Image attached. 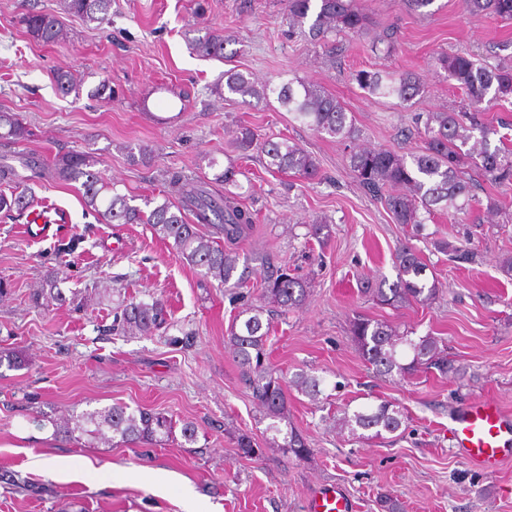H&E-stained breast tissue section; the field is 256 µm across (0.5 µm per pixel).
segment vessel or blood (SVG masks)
Instances as JSON below:
<instances>
[{
	"mask_svg": "<svg viewBox=\"0 0 512 512\" xmlns=\"http://www.w3.org/2000/svg\"><path fill=\"white\" fill-rule=\"evenodd\" d=\"M461 455L485 472H495L501 454L512 449V417L486 402L466 405L451 430ZM351 503L340 487H321L311 496L308 512H350Z\"/></svg>",
	"mask_w": 512,
	"mask_h": 512,
	"instance_id": "obj_1",
	"label": "vessel or blood"
}]
</instances>
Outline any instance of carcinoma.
<instances>
[{
    "mask_svg": "<svg viewBox=\"0 0 512 512\" xmlns=\"http://www.w3.org/2000/svg\"><path fill=\"white\" fill-rule=\"evenodd\" d=\"M465 10L471 15L489 14L504 20L512 19V0H464ZM112 0H62L61 8L87 23L102 24L108 20ZM289 24L300 27L310 22L309 33L323 45L337 35L360 36L367 27V18L353 0H287ZM27 31L44 44H58L66 33L56 15L33 9L22 14ZM224 35L207 33L189 41L190 49L200 57L224 58ZM434 66L444 71L467 94L468 104L463 112H429L423 126V145L419 151L406 157L389 148H370L355 144L357 131L345 107L322 86L298 79L278 85L259 82L241 71L224 72V93L241 99L257 101L276 97L280 105L295 119L339 142L349 143L350 174L369 195L381 200L397 224L425 223L438 211L459 214L472 205L489 216L501 213L499 201L488 195L482 201L472 194L475 178L482 177L494 184L512 181V151L491 147L492 129L483 121L487 95L492 99L512 96V66H481L473 56L464 53L441 52L434 57ZM358 85L372 95L395 97L410 102L425 91L424 82L412 73L386 80L378 72L361 70L355 74ZM54 82L63 96L79 93L81 82L74 78L68 66L54 72ZM95 100H112L116 92L107 80L88 90ZM8 128L7 135L24 140L29 130L12 113L0 112V127ZM233 145L244 158L254 150L267 158L266 166L278 172H294L308 178L318 174L312 156L297 144L286 139H267L258 142L253 128L240 125L234 131ZM95 159L84 152L69 151L46 163L37 156H29L23 166L32 172L29 180L51 179L69 184L81 181L85 207L106 224H146L162 241H172L177 258L198 270L208 281L220 286L229 284L237 271L238 255L224 249V243H235L247 237L255 221L254 213L240 205L236 194L221 193L207 188L180 171L170 173V191L178 195V202L168 199L145 208L130 204L131 198L121 194L116 185L105 181L93 170ZM11 188L0 191V212L10 216L23 215L34 203L31 188H20L16 169L6 163L0 165V185ZM212 228L203 234L199 225ZM84 235L74 233L58 241L57 252L74 254ZM396 280L382 281L368 292L382 305L399 306L417 302L427 304L439 292L438 282L426 275V265L409 245L398 247L394 254ZM68 278L63 267L46 280L45 287L35 294V303L62 305L66 303L59 283ZM262 299L260 305L246 304L232 320L228 329L227 346L243 369L253 398L270 420L266 431L272 433V443L293 455L305 459L311 448L299 432H282L280 424L288 411V389L298 391L315 400L320 395L321 380L304 372L287 380L267 363L265 343L271 319L264 314L286 313L305 298L307 284L288 269L271 261L262 272ZM166 323V309L158 299L145 301L130 298L123 302L115 315L112 329L131 335L150 336ZM354 345L362 357L380 376L406 378L420 369H434L442 376L451 368L448 357L436 337L425 335L416 339L399 332L390 324L371 320L361 315L350 322ZM336 426L346 429L360 440L381 438L394 434L402 426L403 413L399 406L383 401L376 406L363 405L355 410L345 408ZM54 437H72L78 431L93 440L119 439L135 447H148L170 438L175 422L164 412L146 409L129 410L123 404H114L99 411L85 413L75 426L51 421Z\"/></svg>",
    "mask_w": 512,
    "mask_h": 512,
    "instance_id": "carcinoma-1",
    "label": "carcinoma"
}]
</instances>
